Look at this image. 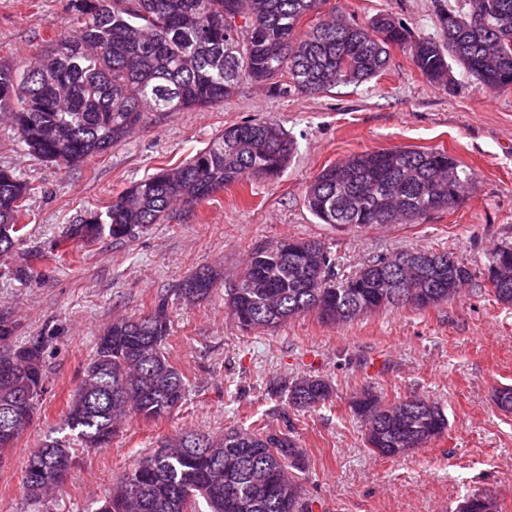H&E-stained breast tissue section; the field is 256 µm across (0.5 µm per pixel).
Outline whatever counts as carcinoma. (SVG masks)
<instances>
[{
    "mask_svg": "<svg viewBox=\"0 0 512 512\" xmlns=\"http://www.w3.org/2000/svg\"><path fill=\"white\" fill-rule=\"evenodd\" d=\"M327 0H73L75 35L61 38L35 65L0 64V112L18 141L39 160L79 166L146 127L155 112H181L230 100L244 82L274 95L315 96L355 87L386 69L390 49L408 52L429 82L448 87V60L489 90L512 86V0H435L443 34L438 42L414 36L387 14L364 25L322 12ZM311 19L301 32L304 19ZM297 141L279 124L252 121L224 128L179 167L135 182L103 213L73 225L61 240L124 239L147 224H165L173 207L193 208L245 179H272L286 169ZM439 149L398 148L355 154L328 165L305 191V204L321 224L368 228L414 224L426 214L452 209L472 179ZM36 187L0 169V253L19 248L27 201ZM285 239L256 250L235 283L204 269L178 296L210 297L224 287V308L245 330L272 331L313 314L340 324L383 308H427L456 300L475 274L449 258L448 275H424L409 261L421 249L378 258L334 284V263L318 240ZM383 270L378 271L376 267ZM491 293L512 306V243L487 257ZM169 302L136 319L112 322L98 337L64 417L73 436L49 438L30 453L25 486L36 500L59 487L74 460L75 441L100 448L120 422L135 414L169 417L186 400L190 379L166 355ZM44 345L32 340L0 351L15 366L0 378V433L17 443L40 410L45 391ZM277 392L296 409L332 400L334 387L319 376L284 380ZM363 423L364 445L396 458L445 435L448 418L436 401L405 398L384 405L365 390L351 401ZM307 464L294 436L282 431L233 429L220 437L183 431L134 463L99 501L95 512H302L300 475ZM490 497L474 493L458 512H498Z\"/></svg>",
    "mask_w": 512,
    "mask_h": 512,
    "instance_id": "cac0c4a2",
    "label": "carcinoma"
}]
</instances>
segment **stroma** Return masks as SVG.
Masks as SVG:
<instances>
[{
    "instance_id": "stroma-1",
    "label": "stroma",
    "mask_w": 512,
    "mask_h": 512,
    "mask_svg": "<svg viewBox=\"0 0 512 512\" xmlns=\"http://www.w3.org/2000/svg\"><path fill=\"white\" fill-rule=\"evenodd\" d=\"M330 4L351 23L389 14L414 34L442 37L434 0ZM73 33L72 0H0L2 62L35 61L52 36ZM450 76L451 88L430 83L395 48L385 73L356 88L280 98L245 83L224 104L152 114L145 130L71 169L27 154L0 118V168L41 187L29 202L25 241L0 256V312L14 323L11 344L44 339L48 378L40 415L0 463V512H90L134 462L176 432L250 427L292 432L304 449L305 512H455L475 492L512 512V411L493 398L496 388L512 386V306L494 299L482 275L491 249L512 243V88L487 90L455 64ZM268 119L298 144L279 178L235 184L170 223L124 240L79 243L66 260L46 261L69 228L133 183L177 167L226 126ZM400 147L454 156L460 176L473 180L468 197L414 224L360 230L317 222L304 195L323 167ZM286 237L324 243L342 278L410 248L451 252L476 277L455 302L384 309L345 324L306 314L273 331H241L223 291L195 304L178 298L196 270L213 266L232 282L253 251ZM26 255L41 261L23 287L15 270ZM162 295L170 307L166 352L190 379L182 408L158 420L126 417L110 445L77 449L64 484L31 499L27 456L58 430L98 336L115 319L148 314ZM301 375L329 379L331 402L297 410L272 393ZM366 389L386 404L409 396L442 403L447 432L401 458L370 454L350 409Z\"/></svg>"
}]
</instances>
